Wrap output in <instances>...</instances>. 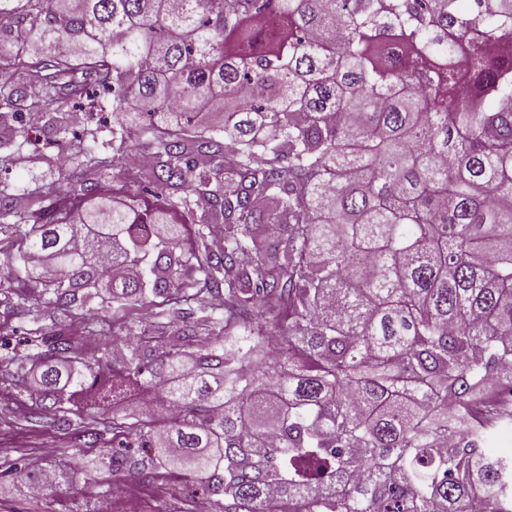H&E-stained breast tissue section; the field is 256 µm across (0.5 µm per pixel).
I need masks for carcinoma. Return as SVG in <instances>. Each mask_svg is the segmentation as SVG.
Here are the masks:
<instances>
[{
  "instance_id": "carcinoma-1",
  "label": "carcinoma",
  "mask_w": 512,
  "mask_h": 512,
  "mask_svg": "<svg viewBox=\"0 0 512 512\" xmlns=\"http://www.w3.org/2000/svg\"><path fill=\"white\" fill-rule=\"evenodd\" d=\"M5 44L0 128L55 117L71 170L24 209L0 181L14 314L68 313L7 364L63 422L155 400L93 432L145 455L81 469L189 468L211 512H512L479 394L512 368V0H0Z\"/></svg>"
}]
</instances>
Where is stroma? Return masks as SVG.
<instances>
[{"instance_id":"1","label":"stroma","mask_w":512,"mask_h":512,"mask_svg":"<svg viewBox=\"0 0 512 512\" xmlns=\"http://www.w3.org/2000/svg\"><path fill=\"white\" fill-rule=\"evenodd\" d=\"M31 123L42 129L39 147L22 148L0 176L35 187L64 177L65 171L58 163L57 149L52 144L54 134L46 118L36 115ZM93 415L89 406L77 405L71 414V428L60 427L53 412L35 406L25 381L14 377L0 381V512H91L94 504L103 500L110 502L112 512H126L125 497L111 492L113 484L130 483L126 471L114 472L106 480L94 473L78 476L60 483L48 501L31 497L16 475L17 468L36 456L53 469L64 464L74 467L105 455V442L95 443L84 435ZM197 489L190 473L158 471L152 486L140 498L138 512H184L187 499Z\"/></svg>"}]
</instances>
